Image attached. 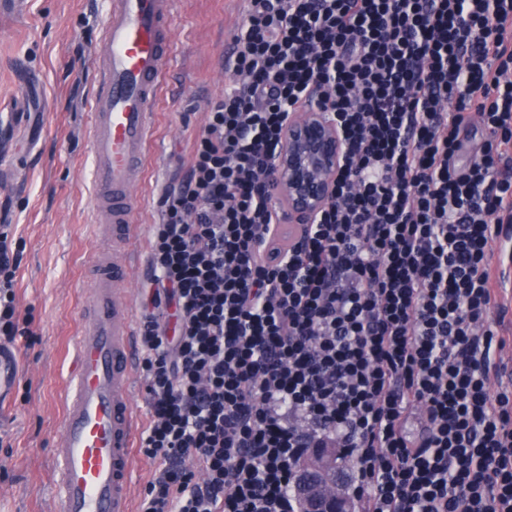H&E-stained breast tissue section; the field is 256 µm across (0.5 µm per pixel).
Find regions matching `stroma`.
<instances>
[{"mask_svg":"<svg viewBox=\"0 0 512 512\" xmlns=\"http://www.w3.org/2000/svg\"><path fill=\"white\" fill-rule=\"evenodd\" d=\"M107 0H25L0 9V239L20 263L14 290L30 341L0 399V512H46L52 444L83 318L93 255L112 248L94 224L89 101ZM242 0H173L168 79L156 100L154 152L137 183L144 241L127 284L142 311L159 200L190 169L193 139L228 79L223 59ZM41 85H25L26 73Z\"/></svg>","mask_w":512,"mask_h":512,"instance_id":"obj_1","label":"stroma"}]
</instances>
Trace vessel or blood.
<instances>
[{
  "label": "vessel or blood",
  "mask_w": 512,
  "mask_h": 512,
  "mask_svg": "<svg viewBox=\"0 0 512 512\" xmlns=\"http://www.w3.org/2000/svg\"><path fill=\"white\" fill-rule=\"evenodd\" d=\"M171 0H109L95 58L90 139L95 223L123 255L96 254L74 341L61 432L52 446L59 487L49 512H131L139 420L133 389L142 352L122 289L135 266L136 183L152 144V108L167 74ZM16 354L0 348V393L16 383Z\"/></svg>",
  "instance_id": "b4317fda"
}]
</instances>
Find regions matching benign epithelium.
I'll use <instances>...</instances> for the list:
<instances>
[{
	"mask_svg": "<svg viewBox=\"0 0 512 512\" xmlns=\"http://www.w3.org/2000/svg\"><path fill=\"white\" fill-rule=\"evenodd\" d=\"M343 155L336 128L322 109L288 117L282 147L273 171L275 197L289 224H308L331 200L333 182ZM296 476L302 512H352L343 492L341 470L331 448H311Z\"/></svg>",
	"mask_w": 512,
	"mask_h": 512,
	"instance_id": "benign-epithelium-1",
	"label": "benign epithelium"
}]
</instances>
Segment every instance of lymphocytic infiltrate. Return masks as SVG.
Here are the masks:
<instances>
[{
    "label": "lymphocytic infiltrate",
    "mask_w": 512,
    "mask_h": 512,
    "mask_svg": "<svg viewBox=\"0 0 512 512\" xmlns=\"http://www.w3.org/2000/svg\"><path fill=\"white\" fill-rule=\"evenodd\" d=\"M224 70L151 242L139 512H299L311 448L350 459L355 512H512V0H249ZM315 102L344 157L294 226L271 160ZM17 267L0 241L6 343Z\"/></svg>",
    "instance_id": "1"
}]
</instances>
